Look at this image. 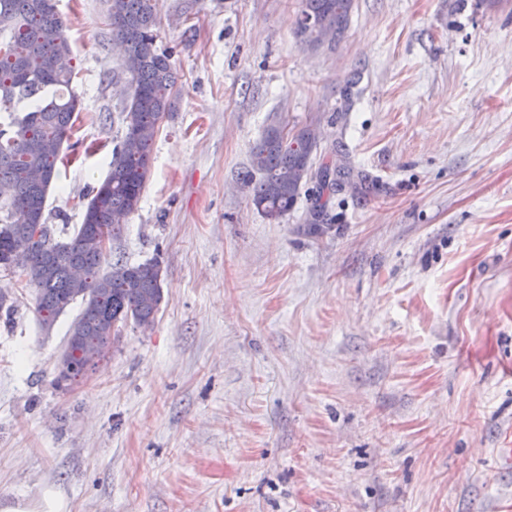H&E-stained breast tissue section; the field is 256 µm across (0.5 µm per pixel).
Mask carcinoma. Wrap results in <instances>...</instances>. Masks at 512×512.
I'll return each instance as SVG.
<instances>
[{
	"label": "carcinoma",
	"mask_w": 512,
	"mask_h": 512,
	"mask_svg": "<svg viewBox=\"0 0 512 512\" xmlns=\"http://www.w3.org/2000/svg\"><path fill=\"white\" fill-rule=\"evenodd\" d=\"M352 7L353 0H303L297 34L311 46L332 47L348 28ZM109 16L129 74L126 132L112 150L108 174L90 191L83 223L61 241L48 223L46 202L80 110L71 88L69 24L55 0H0V189L6 190L0 197V268L22 270L36 290L35 311L47 330L81 300L67 342L73 367L59 376L66 383L98 365L94 354L118 341L123 325L153 323L162 301L159 262L118 261L102 273L106 254L98 236L105 229L118 237L124 230L119 217H128L140 202L159 124L172 107L173 51L156 46L153 0H109ZM312 130L308 125L290 131L279 120L253 149L251 171L259 179L245 181L254 183L253 204L270 220L294 207L308 179L320 183L315 213L326 207L324 191L338 185L358 190L369 183L345 162L313 170L318 141Z\"/></svg>",
	"instance_id": "obj_1"
}]
</instances>
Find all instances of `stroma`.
<instances>
[{
	"label": "stroma",
	"mask_w": 512,
	"mask_h": 512,
	"mask_svg": "<svg viewBox=\"0 0 512 512\" xmlns=\"http://www.w3.org/2000/svg\"><path fill=\"white\" fill-rule=\"evenodd\" d=\"M81 146L47 198L83 222L125 135L107 0H57ZM173 107L112 259L158 260L155 322L80 384L0 269V501L67 512H512V0H354L335 49L301 0H155ZM360 81L351 98L343 88ZM344 144L366 194L316 181L279 222L242 185L266 127ZM67 504L65 500L54 491L48 490L37 506H32L24 501L1 503V512H66Z\"/></svg>",
	"instance_id": "35a3bbf8"
}]
</instances>
